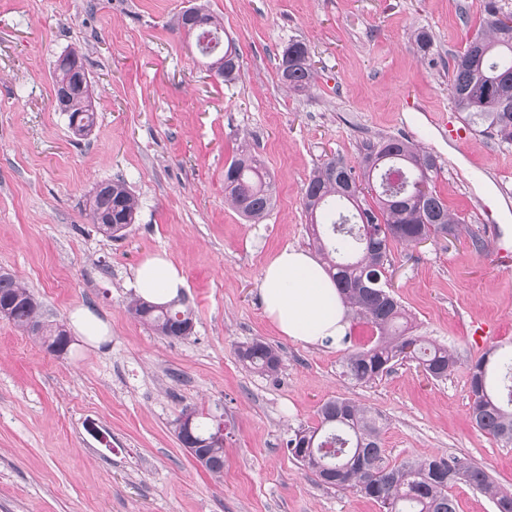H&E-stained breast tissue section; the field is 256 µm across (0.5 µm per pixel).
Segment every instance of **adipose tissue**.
I'll use <instances>...</instances> for the list:
<instances>
[{
    "label": "adipose tissue",
    "mask_w": 512,
    "mask_h": 512,
    "mask_svg": "<svg viewBox=\"0 0 512 512\" xmlns=\"http://www.w3.org/2000/svg\"><path fill=\"white\" fill-rule=\"evenodd\" d=\"M185 284L182 269L162 252L139 263L132 288L138 296L163 303L176 297ZM259 292L268 320L281 335L333 347L343 340L348 322L336 289L322 265L305 251L287 246L272 254L263 268Z\"/></svg>",
    "instance_id": "obj_1"
}]
</instances>
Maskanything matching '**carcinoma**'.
<instances>
[{
	"label": "carcinoma",
	"instance_id": "cac0c4a2",
	"mask_svg": "<svg viewBox=\"0 0 512 512\" xmlns=\"http://www.w3.org/2000/svg\"><path fill=\"white\" fill-rule=\"evenodd\" d=\"M484 24L453 56L449 92L464 120L500 144L512 145V10L504 0H483ZM173 28L194 37L197 53L214 63L224 60L217 75L233 81L239 75V53L224 41L220 19L201 8L177 15ZM279 79L288 89L304 91L314 80L307 44L288 40L281 51ZM53 91L61 96L59 110L85 127L96 123V106L84 55L71 49L60 55L53 71ZM399 169L404 179L389 183L387 172ZM440 166L436 157L407 139L380 136L359 145V170L339 156L318 166L305 185L303 206L310 216V246L321 256L336 283L347 313L377 332L370 346L347 353L342 374L356 385H367L409 359L433 380H445L458 358L448 347L409 335L410 317L385 287L392 266V248L414 246L431 237H469L475 249L484 242L453 213L433 183ZM227 201L247 220L258 223L269 212L275 192L262 160L243 149L224 171ZM139 201L122 179L98 184L86 210L100 232L121 238L135 222ZM0 301L9 302L8 321L20 331L41 320L40 304L10 272L0 270ZM129 309L158 336L188 338L194 310L181 297L158 306L133 297ZM245 365L274 375L282 365L280 351L261 339L237 348ZM470 420L474 427L503 445L512 444V348L485 351L468 366ZM315 427H300L288 440L294 458L315 476L331 473L327 484L353 489L377 502L384 512H456L448 489L466 483L487 496L496 512H512V493L501 490L485 468L460 457L431 456L389 464L380 460L371 473L363 470L369 457L383 453L385 423L381 415L349 398L336 397L317 410ZM212 424L195 420L194 442L208 455L206 470L224 471V449L204 442Z\"/></svg>",
	"mask_w": 512,
	"mask_h": 512
}]
</instances>
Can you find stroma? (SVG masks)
I'll use <instances>...</instances> for the list:
<instances>
[{
  "label": "stroma",
  "mask_w": 512,
  "mask_h": 512,
  "mask_svg": "<svg viewBox=\"0 0 512 512\" xmlns=\"http://www.w3.org/2000/svg\"><path fill=\"white\" fill-rule=\"evenodd\" d=\"M190 7L222 17L240 55L234 82L171 28ZM482 23V0H0V270L23 280L44 319L86 307L111 326L101 346L77 340L54 356L0 318V512H382L323 485L286 448L336 397L385 416L389 462L457 456L512 491V445L472 426L467 369L512 346V148L464 124L448 93L451 57ZM418 28L433 37L425 59L408 41ZM291 39L315 69L301 93L278 76ZM78 47L98 112L83 137L53 104L54 63ZM378 135L435 156L437 193L485 240L480 252L464 237L392 252V291L414 334L459 358L443 381L404 363L350 383L341 361L375 341L370 325L352 321L348 343L316 347L280 336L263 310L267 259L308 246L311 171L331 154L356 163ZM244 145L276 187L257 224L224 197V169ZM117 178L139 208L130 233L111 239L84 204ZM155 252L185 275L188 339L156 336L127 310L133 271ZM257 338L281 349L278 374L239 361L237 346ZM188 406L224 421L222 477L177 439Z\"/></svg>",
  "instance_id": "obj_1"
}]
</instances>
